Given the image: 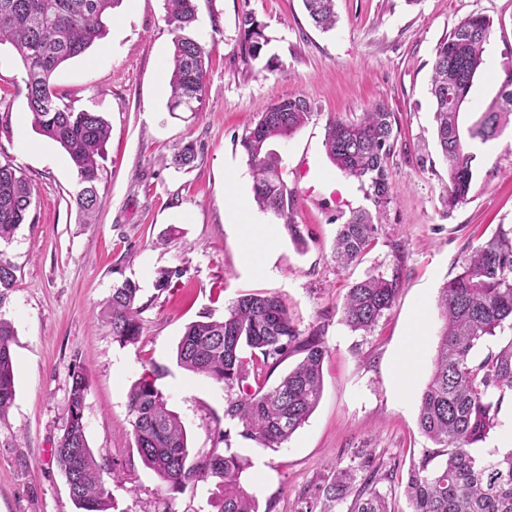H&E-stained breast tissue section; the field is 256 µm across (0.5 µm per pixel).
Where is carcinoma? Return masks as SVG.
<instances>
[{"instance_id": "cac0c4a2", "label": "carcinoma", "mask_w": 512, "mask_h": 512, "mask_svg": "<svg viewBox=\"0 0 512 512\" xmlns=\"http://www.w3.org/2000/svg\"><path fill=\"white\" fill-rule=\"evenodd\" d=\"M313 25L323 32L336 25L334 0H302ZM118 0H0V44L9 42L24 70L23 90L32 126L58 143L77 172L80 189L73 202L92 219L98 201L100 162L109 138L103 116L75 110L54 89L60 65L84 54L106 35L109 11ZM172 56L169 111L199 112L206 89L209 53L196 38L195 0H166ZM492 22L482 14L460 20L435 49L431 94L438 145L448 165L443 205L453 211L469 200L477 155L474 142L496 138L512 122V71L497 96L470 126L463 127L461 101H468L474 80L485 65L484 45ZM241 55L260 59L267 37L251 12L239 18ZM313 116L302 96L272 100L253 128L241 139L253 178L254 200L263 211L284 220L291 239L301 241L292 219L295 191L288 187L277 155L267 146L286 139ZM395 114L375 104L357 119L333 116L326 124L325 150L345 175L358 180L373 209L351 213L340 225L333 247L336 264L346 268L362 260L382 228V216L392 202L390 156L397 142ZM34 188L10 163H0V241H9L28 218ZM182 266L157 272L155 285L163 291L185 275ZM16 281L14 265L0 253V298ZM400 278L371 275L345 294L341 313L346 325L368 331L395 303ZM139 287L125 280L112 289L104 313L113 339L136 344L142 333L137 306ZM438 306L444 325L433 370L419 398L418 426L437 447L411 468L406 494L410 512H512V450L491 459L480 457L475 445L495 427L499 406L512 394V338L480 358L477 348L487 338L512 332V237L498 234L471 248L462 258L461 272L441 288ZM16 332L0 318V417L15 397L12 345ZM293 353L303 358L278 383L267 386L263 371H272ZM327 353L317 336L305 340L288 308L274 295L249 293L227 308L224 317L203 315L188 323L177 344L180 367L224 386V417L237 422L239 435L275 450L310 417L322 395V363ZM66 419L55 446V458L71 481V500L81 512H112L107 471L90 448L84 407L88 379L73 368ZM155 368L144 369L128 393V412L136 451L143 464L177 493L189 483L212 481L213 512H259L256 497L242 483L249 463L228 450L214 448L189 460L187 432L169 409L158 388ZM440 464L433 466V459ZM379 472L373 451L355 454L351 463L336 467L315 487V498L348 503L347 512H392L387 497L372 488Z\"/></svg>"}]
</instances>
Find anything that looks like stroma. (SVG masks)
Masks as SVG:
<instances>
[{"label":"stroma","instance_id":"1","mask_svg":"<svg viewBox=\"0 0 512 512\" xmlns=\"http://www.w3.org/2000/svg\"><path fill=\"white\" fill-rule=\"evenodd\" d=\"M195 35L210 52L200 113L169 112L167 69L172 34L165 0H120L106 37L62 64L56 91L75 109L101 112L110 128L94 223L73 198L78 178L67 153L31 126L20 91L24 68L0 46V162L34 187L26 224L0 246L16 283L0 300V317L16 331L15 399L0 418V512H77L54 459L65 421L71 373L89 381L84 422L99 462L115 470L113 512H211L212 482L167 494L136 452L128 391L144 366L183 422L191 456L215 447V428L230 430L232 452L246 459L260 512H294L329 475L368 448L380 470L374 486L394 512H409L407 473L432 444L417 425L419 397L431 372L442 325L437 299L460 271L461 258L498 232L512 236V125L476 152L467 204L446 211L447 164L436 147L429 93L436 45L463 18L483 14L492 31L486 67L466 107L483 111L512 70V0H335L333 30L315 28L302 0H196ZM253 12L269 39L245 77L238 18ZM278 61L265 70L266 59ZM313 107L291 138L274 141L283 177L295 190V244L282 219L265 213L269 273L245 261L236 225L225 221V184L235 178L245 201L253 180L240 140L278 97ZM384 103L399 119L390 160L392 203L373 248L342 269L332 258L336 232L352 211L368 207L360 184L329 160L323 145L330 117L358 118ZM33 143L22 151L21 140ZM196 159L172 163L185 144ZM183 266L174 287L154 286L159 269ZM399 275L395 305L367 332L351 330L341 299L369 275ZM139 284L142 336L120 345L102 309L114 286ZM270 293L287 305L300 337L318 336L328 353L323 390L308 421L284 448L245 439L226 420L222 385L179 367L176 346L200 315L222 317L239 296ZM421 328L417 366L405 385L393 364L411 329Z\"/></svg>","mask_w":512,"mask_h":512}]
</instances>
